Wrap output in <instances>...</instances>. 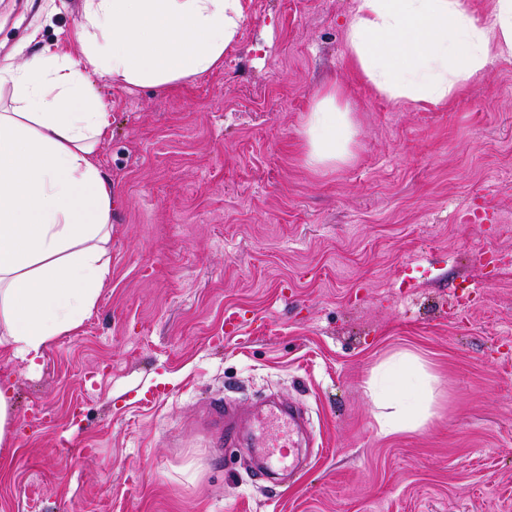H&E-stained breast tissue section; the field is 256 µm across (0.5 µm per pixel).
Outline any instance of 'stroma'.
Instances as JSON below:
<instances>
[{
  "label": "stroma",
  "instance_id": "stroma-1",
  "mask_svg": "<svg viewBox=\"0 0 512 512\" xmlns=\"http://www.w3.org/2000/svg\"><path fill=\"white\" fill-rule=\"evenodd\" d=\"M83 5L0 0V64L78 57ZM351 8L248 0L222 65L175 88L87 73L111 276L38 368L0 348V512H512V59L448 107L395 104L348 68ZM331 81L355 157L315 173L298 130ZM403 351L435 416L384 437L366 381ZM268 397L311 428L277 483L211 422ZM13 408L12 388L4 387L0 389V445L10 440Z\"/></svg>",
  "mask_w": 512,
  "mask_h": 512
}]
</instances>
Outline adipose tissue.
<instances>
[{"label":"adipose tissue","instance_id":"obj_1","mask_svg":"<svg viewBox=\"0 0 512 512\" xmlns=\"http://www.w3.org/2000/svg\"><path fill=\"white\" fill-rule=\"evenodd\" d=\"M246 0H85L82 55L43 49L35 65H0V345L36 366L55 337L94 311L110 275L112 186L94 161L109 126L86 72L173 87L219 67ZM349 68L392 102L441 108L488 64L512 58V0L478 17L470 0H355L344 28ZM299 136L319 172L347 163L356 130L341 89L316 91ZM383 436L433 415L434 378L398 354L366 382Z\"/></svg>","mask_w":512,"mask_h":512}]
</instances>
